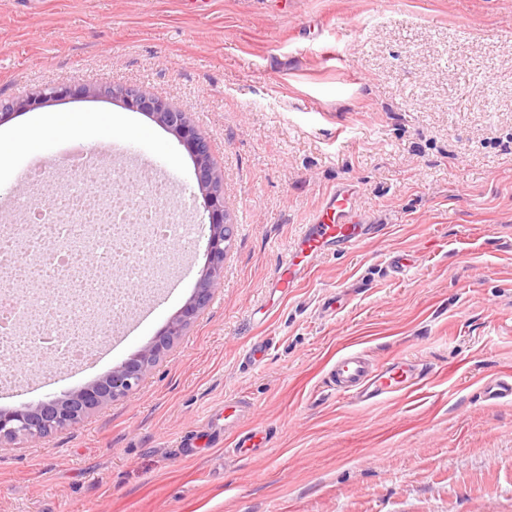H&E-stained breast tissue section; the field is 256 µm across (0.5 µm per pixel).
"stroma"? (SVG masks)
<instances>
[{
  "label": "stroma",
  "mask_w": 512,
  "mask_h": 512,
  "mask_svg": "<svg viewBox=\"0 0 512 512\" xmlns=\"http://www.w3.org/2000/svg\"><path fill=\"white\" fill-rule=\"evenodd\" d=\"M135 88L208 143L233 225L220 287L129 396L38 443L0 444V512H512V0H0V104L47 85ZM109 112L206 223L192 161L153 119ZM356 182L379 235L314 258L265 323L266 284L323 196ZM196 239L175 291L93 363L47 360L0 408L79 390L143 350L193 295ZM417 263L392 275L395 254ZM335 308H328V301ZM264 339L254 369L244 349ZM408 355L431 372L372 407L336 400L342 352ZM233 398L237 457L182 440ZM486 395L495 401L512 402V375H494L483 383ZM269 441L266 430L254 429L247 433H239L233 441L234 449L242 455L252 454L257 448H263Z\"/></svg>",
  "instance_id": "obj_1"
}]
</instances>
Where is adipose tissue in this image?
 Returning a JSON list of instances; mask_svg holds the SVG:
<instances>
[{
  "label": "adipose tissue",
  "instance_id": "1",
  "mask_svg": "<svg viewBox=\"0 0 512 512\" xmlns=\"http://www.w3.org/2000/svg\"><path fill=\"white\" fill-rule=\"evenodd\" d=\"M117 119L103 112L89 116L79 112H53L25 128L0 135V165L18 153L34 156L42 154L47 135H63L87 144L94 143L95 129L115 127Z\"/></svg>",
  "mask_w": 512,
  "mask_h": 512
}]
</instances>
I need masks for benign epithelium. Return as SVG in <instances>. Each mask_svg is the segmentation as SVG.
Masks as SVG:
<instances>
[{
    "mask_svg": "<svg viewBox=\"0 0 512 512\" xmlns=\"http://www.w3.org/2000/svg\"><path fill=\"white\" fill-rule=\"evenodd\" d=\"M103 94L121 101L130 110L150 115L178 139L193 159L198 190L208 218L207 266L195 295L184 305L169 327L142 353L136 355L134 360L113 368L99 382L63 398L24 404L14 409H1L0 443L19 438L31 443L37 442L52 431L70 427L90 411L123 398L137 389L149 369L170 349L183 328L198 317L221 284L224 256L231 240V237L224 235V228L230 226L228 207L224 193L215 188L217 173L212 166L207 144L187 120L185 113L134 89L48 86L5 108L0 119L10 117L13 110H34L56 99L98 97Z\"/></svg>",
    "mask_w": 512,
    "mask_h": 512,
    "instance_id": "obj_1",
    "label": "benign epithelium"
}]
</instances>
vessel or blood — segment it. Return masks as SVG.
Segmentation results:
<instances>
[{
    "label": "vessel or blood",
    "instance_id": "vessel-or-blood-1",
    "mask_svg": "<svg viewBox=\"0 0 512 512\" xmlns=\"http://www.w3.org/2000/svg\"><path fill=\"white\" fill-rule=\"evenodd\" d=\"M357 195L358 187L352 182L341 183L326 193L273 273L270 297L285 298L306 278L314 257L354 249L375 233V225L363 223L356 210ZM328 375L336 396L355 404H377L386 396L407 391L421 382L403 359L376 365L356 351L340 354ZM483 388L492 400L512 402L511 374L492 376ZM268 440L267 431L255 429L237 434L233 447L239 454L248 455L264 447Z\"/></svg>",
    "mask_w": 512,
    "mask_h": 512
}]
</instances>
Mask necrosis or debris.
<instances>
[{
    "instance_id": "1",
    "label": "necrosis or debris",
    "mask_w": 512,
    "mask_h": 512,
    "mask_svg": "<svg viewBox=\"0 0 512 512\" xmlns=\"http://www.w3.org/2000/svg\"><path fill=\"white\" fill-rule=\"evenodd\" d=\"M77 178L46 197L47 173L28 169L30 194L15 219L0 224V388L17 379L19 358L52 356L62 366L90 361L99 328L88 305L103 303L112 323L140 306L169 270V247L191 238L195 225L172 200L173 187L154 170L83 154ZM99 250L114 269L102 280L78 262L79 244ZM39 279L51 300L37 311L18 288Z\"/></svg>"
}]
</instances>
